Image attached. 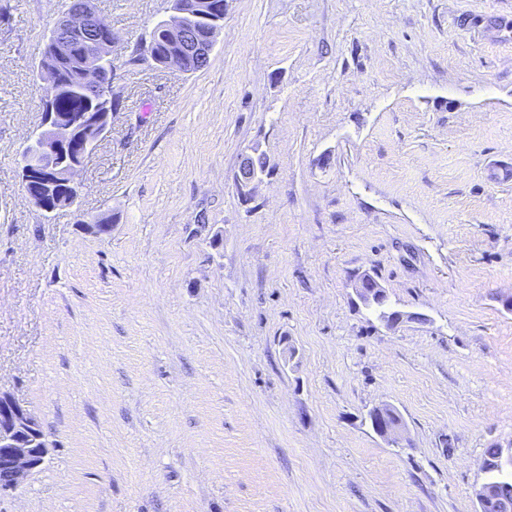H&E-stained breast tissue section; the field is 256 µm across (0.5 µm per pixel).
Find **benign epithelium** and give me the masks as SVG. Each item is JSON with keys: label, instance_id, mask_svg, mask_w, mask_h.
Segmentation results:
<instances>
[{"label": "benign epithelium", "instance_id": "7a95c632", "mask_svg": "<svg viewBox=\"0 0 512 512\" xmlns=\"http://www.w3.org/2000/svg\"><path fill=\"white\" fill-rule=\"evenodd\" d=\"M172 15L160 21L175 43L177 52L158 62L152 52L153 40L141 44V61L165 69L176 68L183 73H195L208 63L224 18L208 12V0H170ZM111 26L97 13L93 5L61 16L47 36L46 45L60 56L67 53L71 36L78 34L89 45L86 61L89 68L81 79V100L92 105L93 112H80L62 116L53 112L49 100L44 99L42 120L31 143L22 155V178L27 183L38 169L52 170L57 180L69 184L80 193V183L75 180L89 158L85 153L73 156L65 152L83 126H91L101 140L112 129L111 94L115 71L107 77L95 70L97 62L112 57L115 44ZM249 153L242 156L236 188L240 197L252 198L256 176L248 169ZM371 424L374 432L397 447L408 444L401 418L391 407L382 405L373 411ZM49 453V443L39 419L20 405L10 394L0 392V496H12L20 488L25 476L39 468Z\"/></svg>", "mask_w": 512, "mask_h": 512}]
</instances>
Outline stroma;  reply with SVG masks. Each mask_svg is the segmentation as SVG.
Returning a JSON list of instances; mask_svg holds the SVG:
<instances>
[{"mask_svg":"<svg viewBox=\"0 0 512 512\" xmlns=\"http://www.w3.org/2000/svg\"><path fill=\"white\" fill-rule=\"evenodd\" d=\"M95 5L121 104L47 218L64 0H0V391L51 444L0 512H476L512 448V0H228L193 74L127 62L168 0ZM249 154L250 153L248 152L243 154L239 173L236 176V188L240 197L244 201H248L252 198L254 184L258 181L256 176L252 173V170L259 171L261 173L267 172L266 174H268L271 168L268 156L264 152H260L256 149V153L252 154L249 158L250 166L252 168V170H249L247 166ZM386 405L377 407L371 416V424L374 432L387 440L391 445L404 447L408 445L405 436L404 425L401 418Z\"/></svg>","mask_w":512,"mask_h":512,"instance_id":"1","label":"stroma"}]
</instances>
